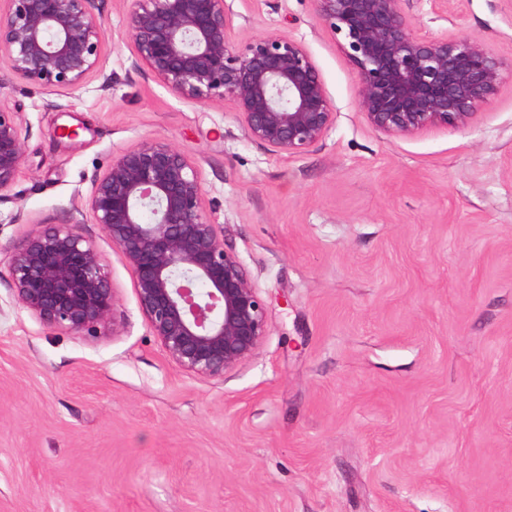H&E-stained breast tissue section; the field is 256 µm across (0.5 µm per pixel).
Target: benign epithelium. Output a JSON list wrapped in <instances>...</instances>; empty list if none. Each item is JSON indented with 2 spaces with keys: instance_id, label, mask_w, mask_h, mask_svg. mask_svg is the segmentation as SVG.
<instances>
[{
  "instance_id": "7a95c632",
  "label": "benign epithelium",
  "mask_w": 512,
  "mask_h": 512,
  "mask_svg": "<svg viewBox=\"0 0 512 512\" xmlns=\"http://www.w3.org/2000/svg\"><path fill=\"white\" fill-rule=\"evenodd\" d=\"M0 57L34 86L75 88L102 62L95 0H7ZM132 65L174 96L232 105L250 139L296 155L322 140L336 112L305 45L287 35L231 37L224 0H123ZM352 63L374 128L412 136L466 126L494 95L502 64L468 37H420L398 0H314ZM19 113L0 106V202L24 160ZM197 166L172 143L146 139L91 180L87 213L122 252L138 305L167 357L222 378L259 350L267 309L224 226L208 220ZM85 220L58 224L7 251L18 306L43 325L95 336L115 324L109 274Z\"/></svg>"
}]
</instances>
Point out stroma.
<instances>
[{
	"label": "stroma",
	"mask_w": 512,
	"mask_h": 512,
	"mask_svg": "<svg viewBox=\"0 0 512 512\" xmlns=\"http://www.w3.org/2000/svg\"><path fill=\"white\" fill-rule=\"evenodd\" d=\"M98 4L104 57L82 86L0 62V104L27 129L0 259L77 218L114 156L165 139L196 164L267 334L223 378L185 372L97 224L82 231L114 327H47L1 277L0 512H512V0H398L415 34L478 40L505 67L467 126L407 137L368 123L313 0H226L233 39L301 40L336 109L295 156L134 70L125 7Z\"/></svg>",
	"instance_id": "obj_1"
}]
</instances>
